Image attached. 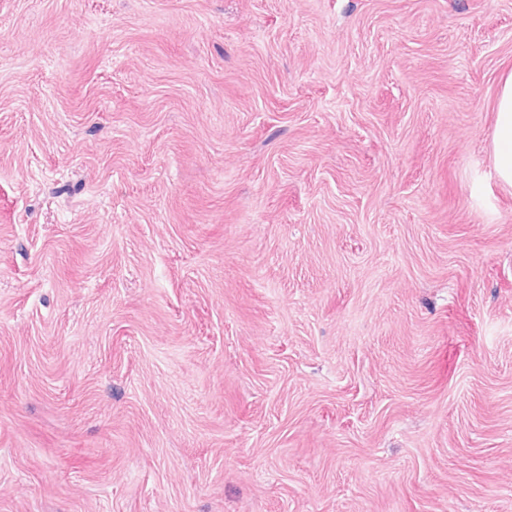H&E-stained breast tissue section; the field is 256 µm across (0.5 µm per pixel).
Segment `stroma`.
Masks as SVG:
<instances>
[{"mask_svg":"<svg viewBox=\"0 0 512 512\" xmlns=\"http://www.w3.org/2000/svg\"><path fill=\"white\" fill-rule=\"evenodd\" d=\"M512 0H0V512H512ZM493 145L497 176L512 186V72L504 78L497 100Z\"/></svg>","mask_w":512,"mask_h":512,"instance_id":"stroma-1","label":"stroma"}]
</instances>
